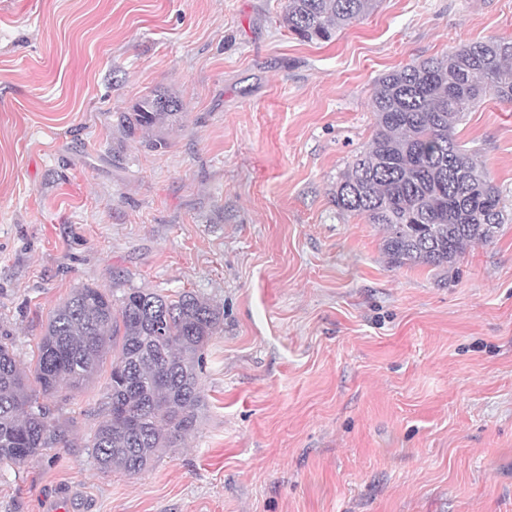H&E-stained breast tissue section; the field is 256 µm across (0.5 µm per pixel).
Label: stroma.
<instances>
[{
  "mask_svg": "<svg viewBox=\"0 0 512 512\" xmlns=\"http://www.w3.org/2000/svg\"><path fill=\"white\" fill-rule=\"evenodd\" d=\"M283 0H0V331L35 365L82 285L196 294L195 433L146 470L87 442L110 365L52 401L69 447L0 467V512H512V101L457 128L507 224L445 267L390 266L338 214L372 137L375 81L512 39V0H378L304 43ZM166 147L125 136L151 92ZM182 103L175 96L156 92L144 96L135 103L131 112H123L118 122L128 137H134L138 131L161 130L179 121Z\"/></svg>",
  "mask_w": 512,
  "mask_h": 512,
  "instance_id": "35a3bbf8",
  "label": "stroma"
}]
</instances>
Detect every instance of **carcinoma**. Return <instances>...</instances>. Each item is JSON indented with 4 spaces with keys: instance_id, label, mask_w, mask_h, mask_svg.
<instances>
[{
    "instance_id": "carcinoma-1",
    "label": "carcinoma",
    "mask_w": 512,
    "mask_h": 512,
    "mask_svg": "<svg viewBox=\"0 0 512 512\" xmlns=\"http://www.w3.org/2000/svg\"><path fill=\"white\" fill-rule=\"evenodd\" d=\"M375 7L376 0H284L283 20L302 42H329ZM488 97L512 101V40L465 44L377 79L371 142L336 181L332 202L382 227L391 265L448 266L499 233L500 190L455 133L465 112ZM181 114L177 97L156 92L118 122L133 137ZM221 318L191 292L171 299L136 288L115 299L89 285L74 289L46 325L32 374L0 340V466L19 467L67 446L40 399L81 389L118 347L91 458L104 473L148 468L197 429L206 406L203 349Z\"/></svg>"
}]
</instances>
